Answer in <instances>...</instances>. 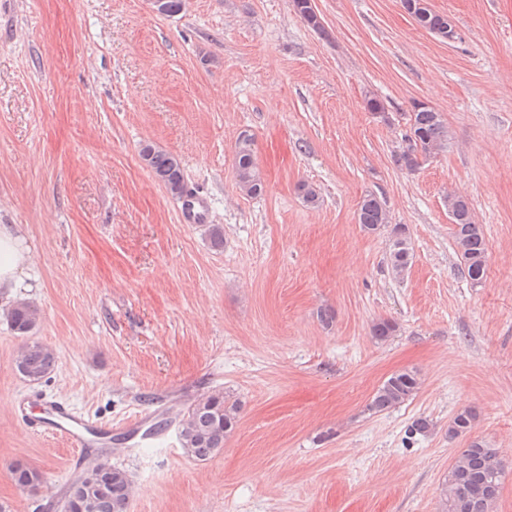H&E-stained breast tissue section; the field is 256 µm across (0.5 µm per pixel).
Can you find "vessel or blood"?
Listing matches in <instances>:
<instances>
[{"instance_id":"vessel-or-blood-1","label":"vessel or blood","mask_w":512,"mask_h":512,"mask_svg":"<svg viewBox=\"0 0 512 512\" xmlns=\"http://www.w3.org/2000/svg\"><path fill=\"white\" fill-rule=\"evenodd\" d=\"M181 210L186 223L205 224L210 220L208 201L197 192L186 193ZM43 424L49 426L53 434L76 448L74 462L83 467H91L96 463L95 456L88 453L89 448L106 446L111 437L109 431L61 401L44 404L41 416L32 422L36 428Z\"/></svg>"}]
</instances>
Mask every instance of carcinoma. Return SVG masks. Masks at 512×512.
Wrapping results in <instances>:
<instances>
[{"mask_svg": "<svg viewBox=\"0 0 512 512\" xmlns=\"http://www.w3.org/2000/svg\"><path fill=\"white\" fill-rule=\"evenodd\" d=\"M301 19L312 28L324 27L312 7L311 0H293ZM403 8L417 25L436 37L448 39L455 25L446 14L433 10L428 0H402ZM402 150L393 156L394 164L408 171L421 167L429 159L448 148V125L443 115L431 106L416 102L407 118ZM141 158L167 192L180 198L185 192V180L180 160L173 154L146 145ZM235 180L247 196H259L264 182L255 160L254 136L243 133L236 142ZM448 215L453 224V236L463 262V272L474 284L485 278L488 247L482 225L472 216L467 197L450 192L446 196ZM357 223L368 233H375L389 223L385 204L373 194L365 195L358 204ZM413 258L411 238L406 225L391 229L388 264L392 272L403 274ZM7 321L14 333L28 337L38 325L40 312L29 301L15 302L7 311ZM57 366L55 350L38 342H27L14 361L17 373L30 383L47 378ZM420 381L416 372L403 369L391 374L376 390L369 410L379 413L411 399ZM477 421L472 408L458 412L448 423V437L457 438L471 432ZM238 423V405L220 394L205 396L190 405L179 421L183 448L193 458L205 461L224 449V440ZM504 462L495 448L481 441L470 442L455 459L442 484V512H493L499 495ZM15 485L33 490L42 484V475L25 464L12 468ZM130 495L127 473L111 463L95 465L70 484L64 496L63 512H126Z\"/></svg>", "mask_w": 512, "mask_h": 512, "instance_id": "carcinoma-1", "label": "carcinoma"}]
</instances>
